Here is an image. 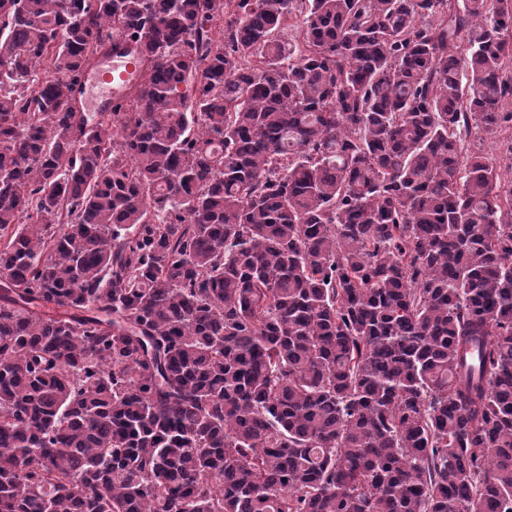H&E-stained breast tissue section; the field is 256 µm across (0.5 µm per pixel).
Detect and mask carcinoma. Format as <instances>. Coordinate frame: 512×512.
I'll list each match as a JSON object with an SVG mask.
<instances>
[{
	"label": "carcinoma",
	"instance_id": "obj_1",
	"mask_svg": "<svg viewBox=\"0 0 512 512\" xmlns=\"http://www.w3.org/2000/svg\"><path fill=\"white\" fill-rule=\"evenodd\" d=\"M510 105L512 0H0V512H512ZM112 65H109L105 68L108 61L104 63L102 61V66L99 68L92 69L87 75L83 90L82 85L80 88V102L81 107L85 113L89 115H94L98 117L100 108V95H99V86L96 81V74L99 83L106 90L105 96L109 98V101L113 106L116 104L122 103L124 101V95L133 80L135 79L137 73L141 69L140 58L137 54L131 52L128 54L122 55H113L111 56ZM103 68L98 72L99 69ZM98 72V73H97ZM512 142V127L510 124H503V127L495 136H478L472 137L466 143L469 153H481L485 155H493L502 159L504 149L507 144ZM467 150H465L467 152Z\"/></svg>",
	"mask_w": 512,
	"mask_h": 512
}]
</instances>
